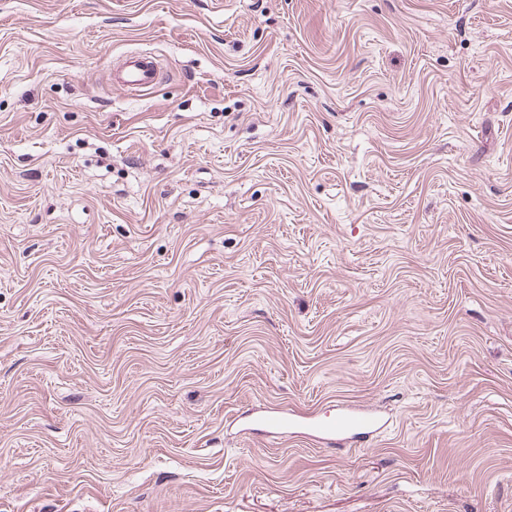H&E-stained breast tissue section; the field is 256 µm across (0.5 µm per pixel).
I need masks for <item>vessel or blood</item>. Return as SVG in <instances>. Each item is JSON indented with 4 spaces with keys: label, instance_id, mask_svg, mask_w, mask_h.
<instances>
[{
    "label": "vessel or blood",
    "instance_id": "vessel-or-blood-1",
    "mask_svg": "<svg viewBox=\"0 0 512 512\" xmlns=\"http://www.w3.org/2000/svg\"><path fill=\"white\" fill-rule=\"evenodd\" d=\"M118 80L123 88L133 93L155 90L165 76L157 62L142 54L127 56L119 73ZM246 428H258L268 436H287L296 428L308 430L319 443L327 447H341L359 444L373 437L383 427L382 418L373 411L346 405L337 408L332 414H316L299 420L283 411L250 407L237 415Z\"/></svg>",
    "mask_w": 512,
    "mask_h": 512
}]
</instances>
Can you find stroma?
I'll use <instances>...</instances> for the list:
<instances>
[{"instance_id":"35a3bbf8","label":"stroma","mask_w":512,"mask_h":512,"mask_svg":"<svg viewBox=\"0 0 512 512\" xmlns=\"http://www.w3.org/2000/svg\"><path fill=\"white\" fill-rule=\"evenodd\" d=\"M0 512H512V0H0ZM165 79L158 63L142 54L127 56L118 73L120 85L132 93L155 90ZM236 419L246 426V430L275 437H285L295 428H304L327 447L361 444L385 425L373 411L353 405L337 408L334 414H316L305 420L296 419L288 412L252 406L240 411Z\"/></svg>"}]
</instances>
